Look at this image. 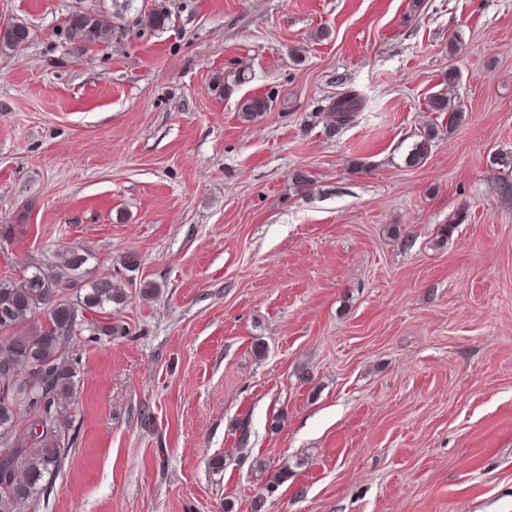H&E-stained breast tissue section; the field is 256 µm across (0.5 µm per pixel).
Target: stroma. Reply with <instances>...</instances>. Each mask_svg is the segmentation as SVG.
I'll list each match as a JSON object with an SVG mask.
<instances>
[{
    "instance_id": "1",
    "label": "stroma",
    "mask_w": 512,
    "mask_h": 512,
    "mask_svg": "<svg viewBox=\"0 0 512 512\" xmlns=\"http://www.w3.org/2000/svg\"><path fill=\"white\" fill-rule=\"evenodd\" d=\"M166 4L155 30L0 0L30 31L0 49V279L70 246L127 293L124 334L69 354V445L25 512H512V0ZM81 8L106 47L64 39ZM430 107L434 112L448 113V131L452 132L465 118L461 105H457L444 94H436L430 99ZM360 106L359 99L353 94H346L325 112L323 132L327 138H333L350 123ZM268 97L251 96L244 97L240 101L239 117L244 122H253L260 118L264 113L270 112L271 104Z\"/></svg>"
}]
</instances>
